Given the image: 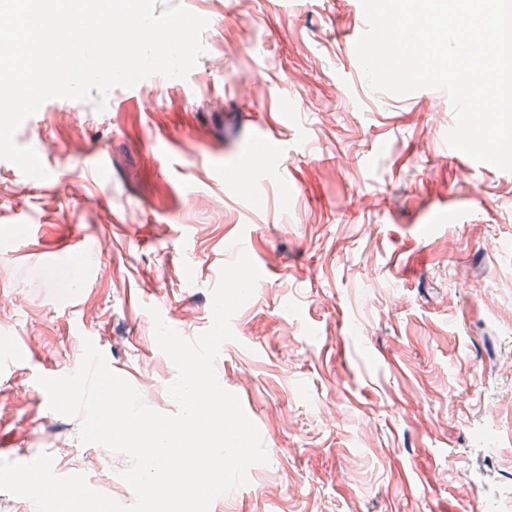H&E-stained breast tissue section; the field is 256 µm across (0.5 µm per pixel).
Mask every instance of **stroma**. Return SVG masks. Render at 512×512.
<instances>
[{
    "instance_id": "stroma-1",
    "label": "stroma",
    "mask_w": 512,
    "mask_h": 512,
    "mask_svg": "<svg viewBox=\"0 0 512 512\" xmlns=\"http://www.w3.org/2000/svg\"><path fill=\"white\" fill-rule=\"evenodd\" d=\"M179 2L209 21L186 78L49 99L15 135L47 178L0 160V460L134 503L37 378L89 339L174 412L148 309L206 331L241 244L265 276L215 373L268 461L210 512H512V171H458L444 92L370 89L360 0ZM75 228L91 254H54Z\"/></svg>"
}]
</instances>
